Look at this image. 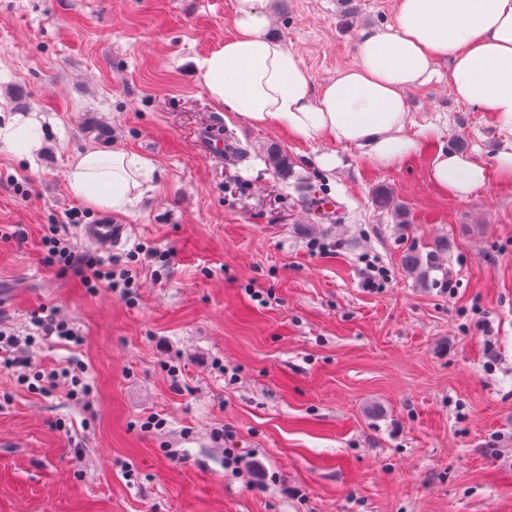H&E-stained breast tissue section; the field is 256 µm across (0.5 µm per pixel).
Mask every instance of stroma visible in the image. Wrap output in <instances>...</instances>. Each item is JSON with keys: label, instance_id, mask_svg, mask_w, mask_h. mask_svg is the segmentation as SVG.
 Instances as JSON below:
<instances>
[{"label": "stroma", "instance_id": "obj_1", "mask_svg": "<svg viewBox=\"0 0 512 512\" xmlns=\"http://www.w3.org/2000/svg\"><path fill=\"white\" fill-rule=\"evenodd\" d=\"M394 4L271 0L268 33L318 88ZM234 6L0 0V99L44 137L31 160L0 143V330L90 388L36 393L0 368V512H512V179L495 169L512 135L442 81L409 92L407 135L437 134L395 167L215 111L198 63ZM90 145L156 166L108 252L65 218L105 217L67 186ZM441 149L487 166L469 199L430 181ZM51 224L130 287L47 264ZM409 251L432 261L408 269ZM46 316L83 345L40 336Z\"/></svg>", "mask_w": 512, "mask_h": 512}]
</instances>
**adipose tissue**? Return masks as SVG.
<instances>
[{
  "mask_svg": "<svg viewBox=\"0 0 512 512\" xmlns=\"http://www.w3.org/2000/svg\"><path fill=\"white\" fill-rule=\"evenodd\" d=\"M395 3L392 24L363 28L357 63L317 90L296 53L268 36L265 0H236L234 34L199 63L212 106L252 127L353 145L393 166L417 150L419 138L436 133L427 124L418 138L406 135L407 92L444 77L457 100L490 113L512 134V0ZM0 142L21 157L38 154L37 115L10 116ZM153 171L149 159L123 148L89 146L70 164L68 189L96 209L124 214L150 190ZM429 176L464 200L485 185L487 168L472 156L440 151Z\"/></svg>",
  "mask_w": 512,
  "mask_h": 512,
  "instance_id": "1",
  "label": "adipose tissue"
}]
</instances>
